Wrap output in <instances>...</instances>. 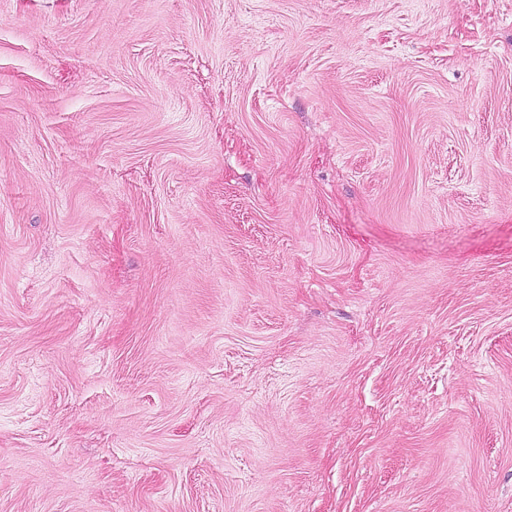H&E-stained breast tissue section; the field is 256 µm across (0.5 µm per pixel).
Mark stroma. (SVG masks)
Here are the masks:
<instances>
[{
    "label": "stroma",
    "mask_w": 512,
    "mask_h": 512,
    "mask_svg": "<svg viewBox=\"0 0 512 512\" xmlns=\"http://www.w3.org/2000/svg\"><path fill=\"white\" fill-rule=\"evenodd\" d=\"M0 512H512V0H0Z\"/></svg>",
    "instance_id": "35a3bbf8"
}]
</instances>
